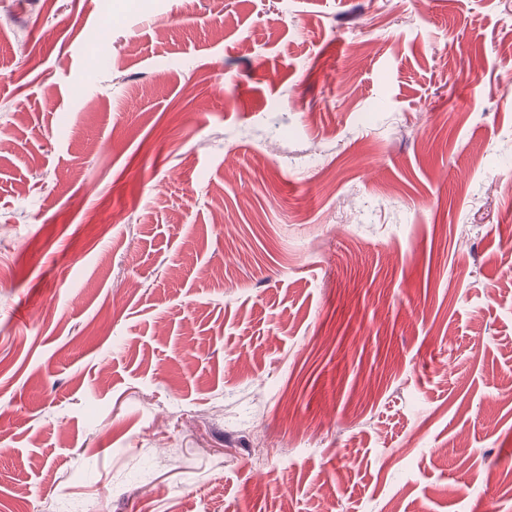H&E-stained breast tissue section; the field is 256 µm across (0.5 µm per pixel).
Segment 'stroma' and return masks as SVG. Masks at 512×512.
<instances>
[{"label":"stroma","mask_w":512,"mask_h":512,"mask_svg":"<svg viewBox=\"0 0 512 512\" xmlns=\"http://www.w3.org/2000/svg\"><path fill=\"white\" fill-rule=\"evenodd\" d=\"M510 42L0 0V512H512Z\"/></svg>","instance_id":"1"}]
</instances>
